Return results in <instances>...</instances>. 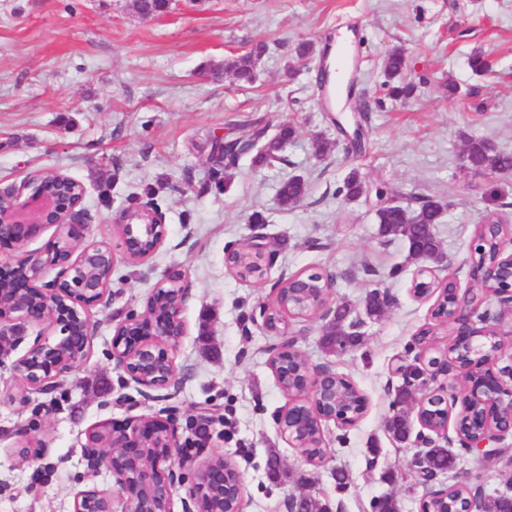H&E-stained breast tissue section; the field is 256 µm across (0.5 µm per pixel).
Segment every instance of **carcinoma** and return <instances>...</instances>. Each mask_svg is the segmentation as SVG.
<instances>
[{"mask_svg":"<svg viewBox=\"0 0 512 512\" xmlns=\"http://www.w3.org/2000/svg\"><path fill=\"white\" fill-rule=\"evenodd\" d=\"M136 12L140 15H153L166 11L170 0H132ZM267 51V44L259 42L245 54L224 61V73L245 83L255 79L257 64ZM468 66L473 73L484 75L491 71V63L481 52H475L468 57ZM407 59L402 49H391L384 60V81L381 87L386 96L394 100L408 98L414 91V86L404 80ZM295 135V128L290 124L279 126L278 132L270 137L267 127L256 125L245 139H227L215 146L217 155L224 160V182L230 183L231 169L237 166L239 159L257 151L255 163L264 165L279 159V153L284 145ZM464 159L466 165L488 164L499 173L512 172V153L498 150L490 141L482 138L468 140ZM364 193V183L360 173L351 171L336 188V196L347 203L359 200ZM308 195L307 181L300 175H294L281 182L277 192V203L286 210L301 203ZM446 204L440 200L430 199L418 208L408 206H392L378 208L375 219L383 236L398 234L408 243L409 248L416 251L431 249L438 238L436 225L441 218ZM483 243L477 246L473 255L476 284H481L482 267L489 264L496 252L495 234L486 231L482 235ZM350 310L342 305L336 311V317L330 321L323 334L324 345L332 350L344 351L360 344L361 336L350 330L352 323L348 322ZM386 429L398 441H404L410 436V426L400 416L390 415L386 418ZM431 465L437 470H446L455 465V459L446 448L431 449ZM466 492L455 486L448 488L444 498L423 505L425 512H460L465 508ZM484 512H512V499L501 495H489L483 504Z\"/></svg>","mask_w":512,"mask_h":512,"instance_id":"cac0c4a2","label":"carcinoma"}]
</instances>
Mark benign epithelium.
Returning a JSON list of instances; mask_svg holds the SVG:
<instances>
[{
	"instance_id": "1",
	"label": "benign epithelium",
	"mask_w": 512,
	"mask_h": 512,
	"mask_svg": "<svg viewBox=\"0 0 512 512\" xmlns=\"http://www.w3.org/2000/svg\"><path fill=\"white\" fill-rule=\"evenodd\" d=\"M0 242L12 247L11 274H0V282H12L13 288H0V358L5 359L18 349L28 328L42 326L25 352L14 362V370L23 387L20 401L31 393H48L58 378L83 363L89 355L95 323L92 309L112 302L111 284L94 275V271L112 269L118 260L142 262L154 255L166 237L162 213L150 204L128 207L113 218L120 227L121 255L105 244L77 243V227L85 224L83 198L73 199L72 192L61 187L53 193L41 187L33 174L19 184L0 191ZM55 228L54 239L46 253L26 249L27 244L44 230ZM512 233L499 238L498 256L506 266H491L492 274L507 273V284L491 293L499 305L512 310ZM256 261L271 256L268 243L255 236L244 246ZM419 263L412 292L416 297L436 296L433 308H442L436 317L440 322L456 325L453 342L462 353L475 358L461 364L448 356H429L427 345L421 343L413 359L402 358L395 374L409 391L424 390L418 403L416 418L421 430L416 435L418 451L409 461L421 483L427 488L423 500L438 497L443 489L435 488L448 472L427 466L429 450L441 444L463 450L482 458L496 457L500 445L512 434V362L492 368L495 359L483 352L486 343L501 335L500 323L489 318L476 319V310L484 301L472 303L457 297L448 301V288L458 290L457 282L448 277L438 280L435 272L448 269V254L440 247L409 256ZM52 279H47L49 274ZM292 285L296 306L317 304L316 315L326 320L336 313L333 301L336 276L327 272L311 280L302 273L283 276L275 283ZM189 297L187 273L181 269L167 272L158 282L142 314H130L115 326L112 337V359L128 379L135 383L146 399L168 390L177 383V369L172 352L186 335L183 317ZM252 321L262 322L270 330L277 329L283 318H274L269 303L262 301L252 311ZM297 353L288 340L275 349L270 366L276 382L285 377L288 357ZM341 376L329 369L305 365L301 400H288L280 415V424L288 440L298 444L313 424L323 426L333 421L342 427L355 425L368 407L363 399L360 410L344 406L337 382ZM439 399L442 408L439 424H430L423 416L430 401ZM470 420L478 429V439L464 437L458 424ZM196 444L206 447L211 440L209 419L199 415L195 420ZM31 428L21 430L16 455L23 461L44 456L42 448L30 445ZM179 428L175 420L159 411L152 415L129 417L121 426L110 422L88 430L83 445V459L90 474L106 468L116 477L125 502L123 512H173L172 487L184 479L179 469L191 471L193 481L188 496L182 501V512H202L205 501H228L231 512H242L244 478L228 460L212 455L200 463L178 457ZM74 512H115L112 496L92 487L77 492Z\"/></svg>"
}]
</instances>
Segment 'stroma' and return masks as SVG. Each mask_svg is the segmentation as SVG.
Returning <instances> with one entry per match:
<instances>
[{
    "instance_id": "35a3bbf8",
    "label": "stroma",
    "mask_w": 512,
    "mask_h": 512,
    "mask_svg": "<svg viewBox=\"0 0 512 512\" xmlns=\"http://www.w3.org/2000/svg\"><path fill=\"white\" fill-rule=\"evenodd\" d=\"M343 37L358 61L353 92L327 113L316 84L319 59H298L295 47L307 41L320 49ZM260 41L268 51L253 83L213 79L212 69ZM394 47L404 49L405 78L415 86L402 104L379 92ZM477 50L492 64L487 75L467 65ZM450 80L459 86L453 97ZM363 100L370 112L356 152L331 118L351 123ZM257 123H287L296 134L279 161L258 167L243 156L225 181L223 168L206 161L214 141L248 136ZM317 134L328 143L320 157L311 146ZM471 137L512 152V0H172L150 17L135 13L130 0H0V190L35 171L73 177L86 191L85 244L118 247L113 217L149 200L166 224L151 258L116 264L112 303L93 311L87 361L26 406L0 398V512H72L75 493L92 485L118 495L108 469L87 474L82 446L91 425L127 418L114 405L121 396L140 414L167 409L180 426V456L231 460L244 476L243 512H287L288 498L299 495L342 512H370L371 500L390 495L399 512H420L425 489L408 467L416 448L384 427L401 384L392 367L421 328H433L441 350L450 329L433 324L432 300L411 294L416 265L404 241L380 234L373 195L380 188L397 203L410 194L445 203L440 247L448 276L467 289L477 226L491 211L512 223V172H471L464 162ZM354 169L366 196L346 203L335 190ZM292 175L306 179L309 193L284 210L277 190ZM257 211L265 223H253ZM256 235L266 238L273 261L262 279L243 280L229 271L226 254ZM173 269L190 282L187 333L174 353L178 385L147 401L112 360L115 318L142 312ZM300 271L335 275L333 298L359 322L360 345L325 348L326 322L316 316L288 318L278 333L250 322L253 307L273 299V284ZM376 289L392 302L373 319L365 299ZM287 339L312 367L344 376L368 399L356 425L324 424L329 457L316 467L304 463L277 421L287 399L270 358ZM201 410L213 432L203 449L189 425ZM24 424L46 450L33 463L13 452ZM273 453L282 462L276 479L267 470ZM453 454L456 477L479 476L488 493L512 485L504 459ZM338 469L350 479L341 490Z\"/></svg>"
}]
</instances>
